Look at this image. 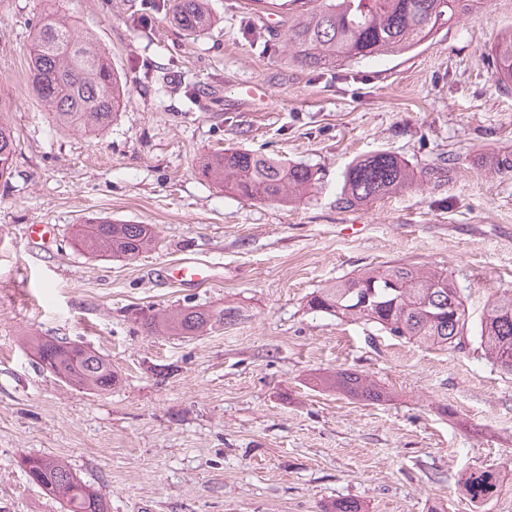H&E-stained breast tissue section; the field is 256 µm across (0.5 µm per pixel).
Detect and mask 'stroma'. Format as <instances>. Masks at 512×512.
Listing matches in <instances>:
<instances>
[{
	"mask_svg": "<svg viewBox=\"0 0 512 512\" xmlns=\"http://www.w3.org/2000/svg\"><path fill=\"white\" fill-rule=\"evenodd\" d=\"M188 37L167 0H0V100L17 148L0 180V512H63L30 482L22 455L65 462L109 512H512V376L480 352L426 348L313 312L311 293L368 267L447 269L479 318L512 289V87L490 49L512 0H470L461 23L402 57L312 70L267 50L277 28L241 0ZM66 18L109 55L129 94L109 127L57 123L27 73L37 21ZM269 88L258 106L244 85ZM303 163L310 197L247 201L202 177L225 146ZM387 151L415 168L460 162L430 184L343 210L342 174ZM147 224L151 250L90 257L77 224ZM32 224L54 238L32 241ZM192 257L208 281L179 283ZM178 305L243 308L200 336L151 334L141 315ZM51 336L108 359L111 392L67 385L26 349ZM350 368L385 386L370 404L310 385ZM496 472L500 494L471 503L459 481Z\"/></svg>",
	"mask_w": 512,
	"mask_h": 512,
	"instance_id": "stroma-1",
	"label": "stroma"
}]
</instances>
